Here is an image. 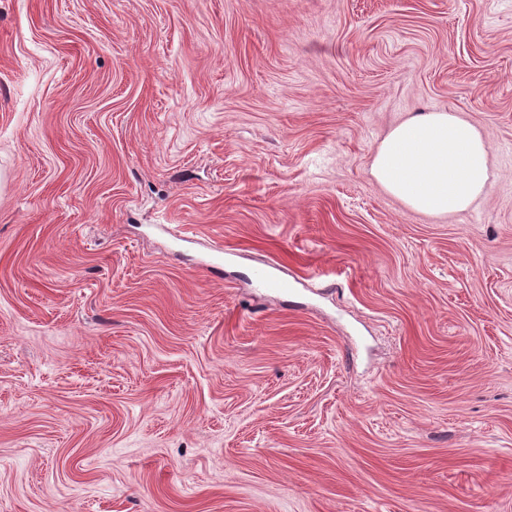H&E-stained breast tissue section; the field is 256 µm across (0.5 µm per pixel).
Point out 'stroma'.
<instances>
[{
	"mask_svg": "<svg viewBox=\"0 0 512 512\" xmlns=\"http://www.w3.org/2000/svg\"><path fill=\"white\" fill-rule=\"evenodd\" d=\"M0 512H512V0H0ZM489 147L480 131L455 112H416L380 141L370 174L415 212L457 215L483 194Z\"/></svg>",
	"mask_w": 512,
	"mask_h": 512,
	"instance_id": "obj_1",
	"label": "stroma"
}]
</instances>
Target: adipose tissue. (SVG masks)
Masks as SVG:
<instances>
[{
	"mask_svg": "<svg viewBox=\"0 0 512 512\" xmlns=\"http://www.w3.org/2000/svg\"><path fill=\"white\" fill-rule=\"evenodd\" d=\"M489 147L458 114L417 112L392 127L370 164L374 180L410 210L457 215L483 194Z\"/></svg>",
	"mask_w": 512,
	"mask_h": 512,
	"instance_id": "obj_1",
	"label": "adipose tissue"
}]
</instances>
